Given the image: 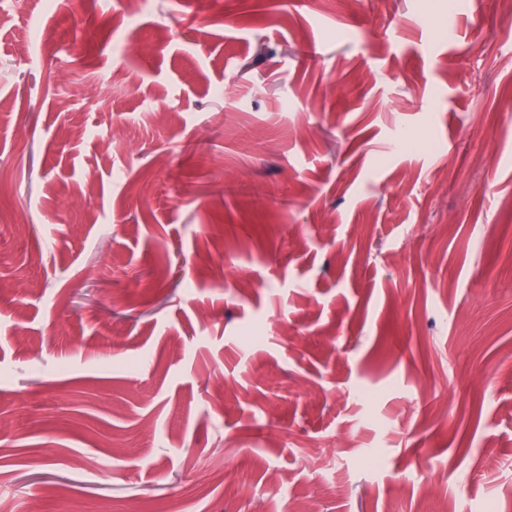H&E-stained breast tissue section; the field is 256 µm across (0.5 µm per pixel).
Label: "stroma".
Returning <instances> with one entry per match:
<instances>
[{
	"label": "stroma",
	"mask_w": 512,
	"mask_h": 512,
	"mask_svg": "<svg viewBox=\"0 0 512 512\" xmlns=\"http://www.w3.org/2000/svg\"><path fill=\"white\" fill-rule=\"evenodd\" d=\"M5 9L0 512L512 500L498 0Z\"/></svg>",
	"instance_id": "obj_1"
}]
</instances>
